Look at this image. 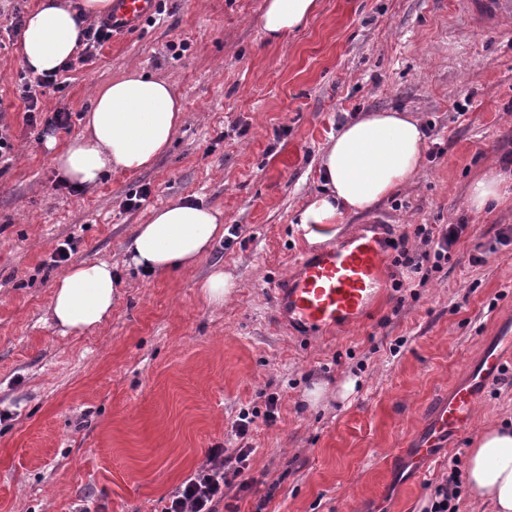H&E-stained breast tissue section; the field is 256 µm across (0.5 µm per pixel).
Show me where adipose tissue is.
Returning <instances> with one entry per match:
<instances>
[{"instance_id":"adipose-tissue-1","label":"adipose tissue","mask_w":512,"mask_h":512,"mask_svg":"<svg viewBox=\"0 0 512 512\" xmlns=\"http://www.w3.org/2000/svg\"><path fill=\"white\" fill-rule=\"evenodd\" d=\"M318 0H266L262 33L273 43L301 28ZM112 0H82L81 11L60 0H41L22 33L21 57L31 71L52 73L76 52L79 17L95 18ZM182 104L167 81L129 74L98 87L84 115L86 130L52 162L69 181L97 186L113 170L139 171L167 150L182 120ZM426 136L418 119L396 111L369 112L349 122L321 158L324 187L304 207L299 222L309 243L333 238L347 212H360L409 180L422 158ZM224 237L219 210L181 199L153 210L124 247L126 266L163 275L197 264ZM119 275L109 262L77 264L52 287L50 315L63 332L102 325L118 300ZM465 481L471 495L512 512V426L481 432L473 441Z\"/></svg>"}]
</instances>
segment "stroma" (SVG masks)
<instances>
[{
	"label": "stroma",
	"instance_id": "obj_1",
	"mask_svg": "<svg viewBox=\"0 0 512 512\" xmlns=\"http://www.w3.org/2000/svg\"><path fill=\"white\" fill-rule=\"evenodd\" d=\"M38 3L0 0V108L14 143L0 170V512H161L210 449L238 447L239 413L271 393L277 422L245 440L258 483L227 490L218 512H424L477 430L512 420L511 355L454 450L421 474L406 463L434 404L512 330V196L481 213L467 204L474 180L512 160V26L474 32L464 0H319L305 27L270 44L264 0H157L156 20L113 34L64 73V91L39 95L40 112L72 114L49 147L25 121L21 38L7 34ZM130 71L179 97L172 144L147 169L59 186L54 150L82 132L94 87ZM390 110L431 128L417 173L343 223L381 216L412 248L420 224L467 230L425 286L387 265L403 286L361 324L294 335L274 319L272 290L312 249L296 225L323 184L321 156L347 122ZM144 186L147 201L127 209ZM185 197L236 234L179 273L121 270L108 321L62 335L47 315L58 244L71 240L74 264L121 261L153 209ZM478 243L492 254L475 265ZM217 269L237 283L220 307L200 292Z\"/></svg>",
	"mask_w": 512,
	"mask_h": 512
}]
</instances>
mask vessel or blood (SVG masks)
Wrapping results in <instances>:
<instances>
[{"label":"vessel or blood","instance_id":"b4317fda","mask_svg":"<svg viewBox=\"0 0 512 512\" xmlns=\"http://www.w3.org/2000/svg\"><path fill=\"white\" fill-rule=\"evenodd\" d=\"M156 9L155 0H113V31L137 30ZM477 30L512 18V0H467ZM381 218H371L336 240L303 254L295 269L274 290L277 320L310 335L349 329L361 322L385 292L387 235ZM501 347L486 346L464 377L438 401L429 421L411 441L408 465L423 470L437 448L456 440L472 426L481 394L502 374Z\"/></svg>","mask_w":512,"mask_h":512}]
</instances>
